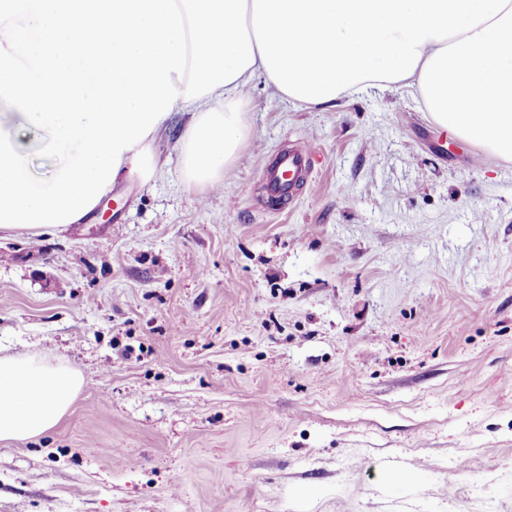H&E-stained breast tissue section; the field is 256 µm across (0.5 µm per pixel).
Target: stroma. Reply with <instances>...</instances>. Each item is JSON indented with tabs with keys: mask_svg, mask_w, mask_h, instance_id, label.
<instances>
[{
	"mask_svg": "<svg viewBox=\"0 0 512 512\" xmlns=\"http://www.w3.org/2000/svg\"><path fill=\"white\" fill-rule=\"evenodd\" d=\"M245 118L216 185L183 179L180 112L159 174L0 238V351L84 379L0 441V512H512V161L397 85L318 108L258 78ZM291 147L313 174L270 202ZM310 157L307 154L288 150L277 155L263 170V181L266 193L275 199H288V203L295 197L300 187L296 183L286 184V174L293 172L302 174L303 183L309 174Z\"/></svg>",
	"mask_w": 512,
	"mask_h": 512,
	"instance_id": "35a3bbf8",
	"label": "stroma"
}]
</instances>
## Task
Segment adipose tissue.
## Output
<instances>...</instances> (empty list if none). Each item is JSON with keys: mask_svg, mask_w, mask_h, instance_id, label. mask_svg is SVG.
Segmentation results:
<instances>
[{"mask_svg": "<svg viewBox=\"0 0 512 512\" xmlns=\"http://www.w3.org/2000/svg\"><path fill=\"white\" fill-rule=\"evenodd\" d=\"M0 234L40 236L91 213L120 179L156 171L155 135L190 113L187 184L219 182L264 79L320 106L371 87L418 93L431 119L512 160V0H0ZM23 103L58 160L36 182L3 136ZM83 384L67 366L0 355V440L54 428Z\"/></svg>", "mask_w": 512, "mask_h": 512, "instance_id": "ef3b65f1", "label": "adipose tissue"}]
</instances>
